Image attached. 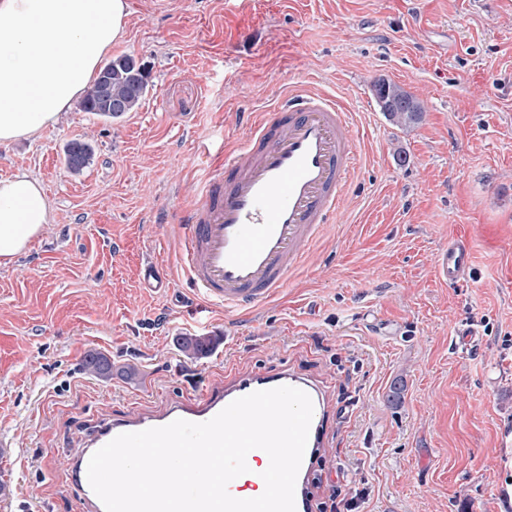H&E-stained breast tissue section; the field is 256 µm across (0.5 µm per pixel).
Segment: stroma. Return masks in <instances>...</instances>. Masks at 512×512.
Returning a JSON list of instances; mask_svg holds the SVG:
<instances>
[{"instance_id":"stroma-1","label":"stroma","mask_w":512,"mask_h":512,"mask_svg":"<svg viewBox=\"0 0 512 512\" xmlns=\"http://www.w3.org/2000/svg\"><path fill=\"white\" fill-rule=\"evenodd\" d=\"M127 3L112 53L145 66L140 106L105 121L76 104L0 145V178L25 171L52 204L0 265V512H79L69 460L99 425L228 367L323 384V512L362 490L357 512H512V0ZM379 78L421 102L418 124L380 111ZM306 89L335 97L360 148L336 220L273 299L209 305L179 263L180 216L250 114ZM77 138L94 156L74 174ZM464 237L470 275L439 284L438 251ZM149 263L170 287L143 286ZM181 336L214 347L190 359ZM92 351L111 378L82 370ZM93 154L94 148L88 141L70 142L65 149V163L70 171L80 173L89 164Z\"/></svg>"}]
</instances>
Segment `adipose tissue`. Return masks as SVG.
Here are the masks:
<instances>
[{"instance_id":"ef3b65f1","label":"adipose tissue","mask_w":512,"mask_h":512,"mask_svg":"<svg viewBox=\"0 0 512 512\" xmlns=\"http://www.w3.org/2000/svg\"><path fill=\"white\" fill-rule=\"evenodd\" d=\"M127 25L126 0H0V144L54 126ZM50 221L37 179L24 172L0 179V264Z\"/></svg>"}]
</instances>
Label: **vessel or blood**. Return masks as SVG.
Returning a JSON list of instances; mask_svg holds the SVG:
<instances>
[{"label":"vessel or blood","instance_id":"1","mask_svg":"<svg viewBox=\"0 0 512 512\" xmlns=\"http://www.w3.org/2000/svg\"><path fill=\"white\" fill-rule=\"evenodd\" d=\"M251 126L249 138L225 154L220 173L205 182L188 210L179 257L192 288L228 311L261 304L284 287L324 226L333 223L356 162L349 115L325 94L298 92L288 104L253 115ZM472 266L470 242L453 239L436 257L435 277L455 284ZM281 386L303 390L314 406L295 487V512H311L309 473L326 402L318 383L288 368L235 373L201 398L180 400L159 414L134 413L105 423L71 464L89 512H105L88 482L89 459L117 435L177 419L205 422L240 397Z\"/></svg>","mask_w":512,"mask_h":512}]
</instances>
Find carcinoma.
Returning a JSON list of instances; mask_svg holds the SVG:
<instances>
[{"label":"carcinoma","instance_id":"1","mask_svg":"<svg viewBox=\"0 0 512 512\" xmlns=\"http://www.w3.org/2000/svg\"><path fill=\"white\" fill-rule=\"evenodd\" d=\"M132 56L121 55L110 60L100 69L92 85L86 91L81 108L104 119L114 117L106 112L100 105L101 81H106L112 97L125 102V111L132 112L138 108L147 90V77L137 72L130 65ZM375 88H387L390 94L405 97L411 100L413 107L407 111L391 112L389 116L402 126H409L418 122L422 117V106L412 95L400 86L386 80L378 79L374 82ZM94 154L93 146L83 140L76 146L68 145L65 149V163L74 173L80 172L91 160ZM211 342L199 336H186L181 338L179 346L183 353L189 357L205 355L210 351ZM83 369L99 377L107 378L112 374V363L106 357L92 353L83 361Z\"/></svg>","mask_w":512,"mask_h":512}]
</instances>
